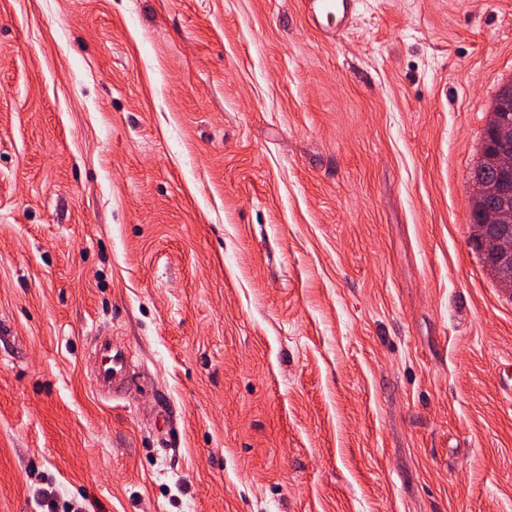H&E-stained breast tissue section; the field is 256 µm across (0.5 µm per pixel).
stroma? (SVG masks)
Masks as SVG:
<instances>
[{
    "instance_id": "stroma-1",
    "label": "stroma",
    "mask_w": 512,
    "mask_h": 512,
    "mask_svg": "<svg viewBox=\"0 0 512 512\" xmlns=\"http://www.w3.org/2000/svg\"><path fill=\"white\" fill-rule=\"evenodd\" d=\"M509 82L512 0H0V512H512ZM362 0H304L307 15L312 25L325 36L331 37L335 31L323 29V19H338L350 23ZM95 351L99 355L96 366L98 392L112 399L128 385V361L125 351L112 348L103 341H97Z\"/></svg>"
}]
</instances>
